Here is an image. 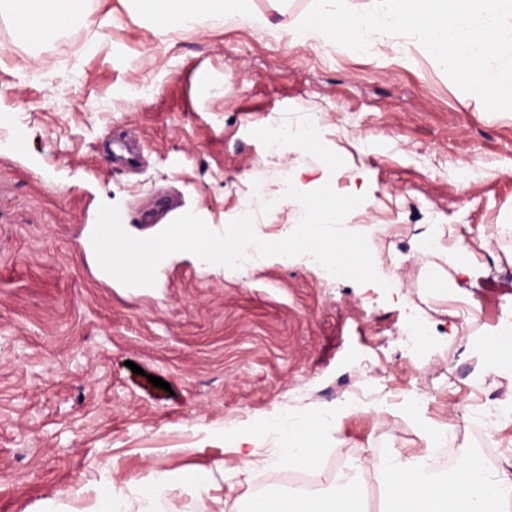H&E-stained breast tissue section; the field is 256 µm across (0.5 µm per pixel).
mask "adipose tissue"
I'll list each match as a JSON object with an SVG mask.
<instances>
[{
  "instance_id": "obj_1",
  "label": "adipose tissue",
  "mask_w": 512,
  "mask_h": 512,
  "mask_svg": "<svg viewBox=\"0 0 512 512\" xmlns=\"http://www.w3.org/2000/svg\"><path fill=\"white\" fill-rule=\"evenodd\" d=\"M230 1L255 25L267 24L265 15L253 11L252 0H131L134 15L147 18L161 33L223 24ZM0 17L12 21L16 42L33 44L52 40L73 21L88 20L89 15L84 0H0ZM325 428L326 420L320 414L305 420L270 414L257 428H239L227 432L225 438L247 466L257 439L277 436L281 443L278 464L298 467L314 463L316 440ZM502 459V467L491 468L481 454L468 452L448 474L430 475L422 455L373 458L370 467L381 491L380 512H495L512 495V448L503 451ZM211 488L209 479L201 475L156 472L149 480L119 491L104 474L92 487L70 488L46 499L40 512H130L133 502L137 512H155L158 492L198 495ZM250 512H368V504L359 479L350 477L338 481L328 499L287 493L251 497Z\"/></svg>"
}]
</instances>
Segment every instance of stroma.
<instances>
[{
	"label": "stroma",
	"mask_w": 512,
	"mask_h": 512,
	"mask_svg": "<svg viewBox=\"0 0 512 512\" xmlns=\"http://www.w3.org/2000/svg\"><path fill=\"white\" fill-rule=\"evenodd\" d=\"M253 5L268 27L230 8L222 27L159 34L126 0H93L114 22L74 26L75 51L65 35L16 44L0 21V512H37L106 463L120 484L204 472L224 499L162 493L158 512H247L242 490L280 442L260 439L247 470L225 429L336 411L318 446L360 476L448 422L457 450L479 451L476 394L512 400V370H484L512 317V112L487 111L415 38L322 53L281 36L312 0ZM288 124L317 128L318 145L269 155L260 129ZM323 165L335 192L365 196L347 230L385 225L371 254L390 291L323 281L299 256L231 269L186 252L127 287L89 245L104 203L137 238L189 211L217 232L248 211L281 240L300 213L281 183ZM421 224L475 249L484 273L464 281L460 254L420 249ZM360 375L383 404L351 405ZM421 388L434 398L407 417Z\"/></svg>",
	"instance_id": "stroma-1"
}]
</instances>
